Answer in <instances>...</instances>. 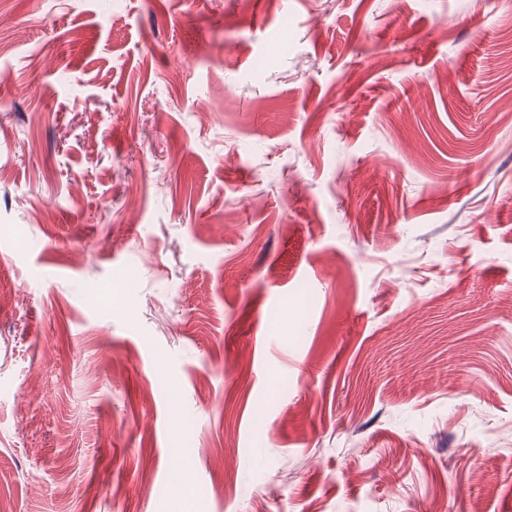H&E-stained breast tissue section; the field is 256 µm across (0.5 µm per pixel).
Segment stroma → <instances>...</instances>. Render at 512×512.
Masks as SVG:
<instances>
[{"instance_id": "obj_1", "label": "stroma", "mask_w": 512, "mask_h": 512, "mask_svg": "<svg viewBox=\"0 0 512 512\" xmlns=\"http://www.w3.org/2000/svg\"><path fill=\"white\" fill-rule=\"evenodd\" d=\"M1 11L0 512H512V5Z\"/></svg>"}]
</instances>
